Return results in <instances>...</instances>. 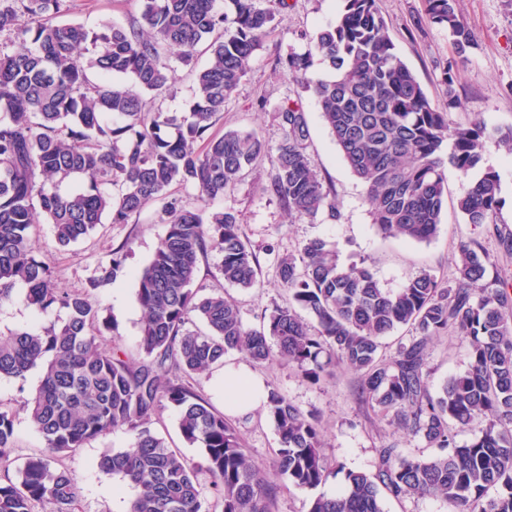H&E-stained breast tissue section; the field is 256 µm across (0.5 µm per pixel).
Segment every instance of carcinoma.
Instances as JSON below:
<instances>
[{
  "label": "carcinoma",
  "mask_w": 512,
  "mask_h": 512,
  "mask_svg": "<svg viewBox=\"0 0 512 512\" xmlns=\"http://www.w3.org/2000/svg\"><path fill=\"white\" fill-rule=\"evenodd\" d=\"M141 2L142 26L95 31L62 20L68 0H0V304L22 285L36 311L68 313L59 328L0 334V378L23 380L43 365L24 408L44 441L16 479L0 482V512H33L37 504L77 512L80 486L55 460L116 429L131 435L130 444L105 451L99 466L135 489L128 512H275L289 487L324 485L331 471L314 414L266 387L263 411L279 442L272 465L285 479L278 484L226 414L191 384L231 353L255 364L285 360L314 383L344 364L359 374L363 402L437 449L409 458L397 443L384 444L374 471L346 472L344 488L314 496L308 512H385L386 496L441 498L450 512H512V287L487 280L491 261L480 242L460 244L455 284L445 287L424 270L391 291L366 265L343 266L330 244L310 239L299 255L277 258L288 302L274 306L260 329L244 325L224 292L198 295V263L208 250L223 254L224 282L240 288L258 286L259 259L234 213L189 206L172 187L189 185L202 202L222 198L265 152L255 132L211 129L286 0H271L272 7L224 0L222 10L216 0ZM342 2L336 22L314 42L334 76L313 91L343 162L367 187L379 232L414 242L437 235L449 138L451 163L464 178L459 211L469 224L495 223L498 175L470 177L491 138L486 127L448 126L447 113L396 53L377 0ZM457 5L426 0V18L448 29L462 62L472 39ZM203 43L209 60L194 72L190 118L176 123L161 107L148 108L144 95L155 101L173 93L177 65L190 63ZM310 65L309 53L281 59L294 78ZM114 75L131 78L136 89L112 83ZM277 119L283 138L267 193L291 216L338 218L305 152L306 113L288 104ZM72 179L87 187L62 190ZM152 203L160 204L166 233L138 275L140 360L131 363L119 345L101 346L102 337L117 335L115 324L87 294L58 286L35 257L30 229L42 217L67 247L103 219L128 224ZM125 260V246L112 249L91 287L111 284ZM195 317L204 329L189 328ZM403 326L410 336L383 357L382 340ZM450 327L469 340V368L433 395L429 345ZM170 408L184 442L201 451L196 466L153 429ZM452 422L479 428L460 443ZM16 452L14 415L0 408V466ZM202 471L211 478L213 505Z\"/></svg>",
  "instance_id": "cac0c4a2"
}]
</instances>
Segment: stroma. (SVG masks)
<instances>
[{
    "instance_id": "stroma-1",
    "label": "stroma",
    "mask_w": 512,
    "mask_h": 512,
    "mask_svg": "<svg viewBox=\"0 0 512 512\" xmlns=\"http://www.w3.org/2000/svg\"><path fill=\"white\" fill-rule=\"evenodd\" d=\"M68 5V20L89 28L106 24L128 27L142 22L140 0H68ZM341 5V0H288L287 8L274 20L273 32L263 38L251 57L246 76L226 101L224 115L214 127L218 134L228 130L257 132L267 145L253 170L223 198L209 204L210 209L237 214L245 238L259 256V287L245 290L225 284L219 271L222 255L216 250L208 251L201 259L196 280L203 293L223 289L238 304L244 323L251 328L266 323L273 305L288 298L277 276V256L299 253L307 240L316 237L334 245L343 264L366 262L381 285L390 290L401 288L424 269L443 282L453 283L457 276V248L475 238L492 261L490 276L512 284V253L505 252L499 243L500 234H512V156L499 150L494 142L496 136L512 130V0H458L459 14L474 43L466 52L460 66L461 78L451 93L443 83V71L454 59L455 50L446 28L426 22L425 0H378L398 55L433 105L447 113L449 124L466 128L480 121L492 135L483 149L480 167L492 169L500 177L502 205L496 226L477 227L465 221L456 204L460 179L451 167L447 170L448 195L439 232L427 243L387 238L378 232L366 203V187L340 159L332 136L319 117L316 97L278 64L289 51L311 49L315 34L335 22ZM452 94L458 99L453 106L448 103ZM293 101L307 115L309 137L305 151L325 186L331 189L337 219L324 215L289 216L265 190L275 171L282 139L276 110ZM156 210V205H149L131 224L97 225L86 238L66 248L57 244L51 225L41 223L31 228L36 257L51 268L61 286L90 291L103 315L117 321L119 342L132 357L137 354L141 318L135 274L152 260L165 234L164 225L155 221ZM121 243L126 244L128 252L125 273L107 287L91 289L90 280L97 267L107 262L111 247ZM270 244L275 247L271 253L266 250ZM66 318L60 309L45 315L35 313L25 301L24 287L19 286L12 301L0 305V333L23 326L37 330L58 327ZM468 349L467 340L452 328L433 340L429 348L430 392H437L446 380L467 371ZM228 364L251 368L266 385L277 388L303 411L319 414L322 451L330 466L342 468L341 473L329 477L325 492L343 485L344 471H373L376 450L384 443L398 441L404 454L411 457L430 453L420 438L398 430L382 410L360 402L358 375L346 366L334 368L331 377L314 384L288 362L277 359L254 366L241 355H228L224 366L193 380L198 391L218 409L224 406L222 375ZM40 379L41 371L35 368L24 381L0 380V403L14 413L16 444L22 456L44 449L41 436L23 409ZM235 421L254 458L270 461L278 438L264 411L236 416ZM129 442L128 433L117 430L60 458V466L81 487L79 512H126L131 489L101 470L98 460L105 450L124 448Z\"/></svg>"
}]
</instances>
